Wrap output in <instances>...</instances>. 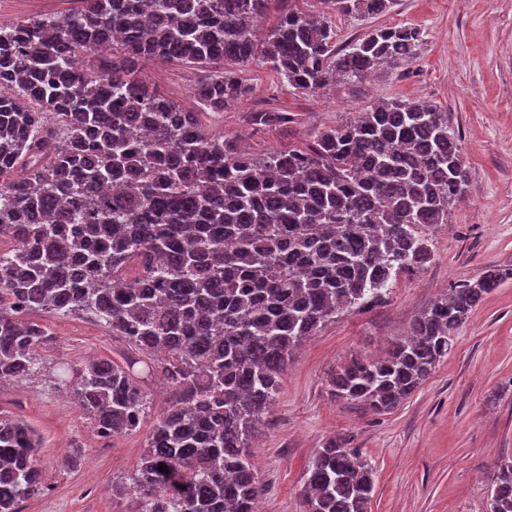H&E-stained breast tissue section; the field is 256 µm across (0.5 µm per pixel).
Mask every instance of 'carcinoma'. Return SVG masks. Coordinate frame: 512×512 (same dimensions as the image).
Masks as SVG:
<instances>
[{"mask_svg": "<svg viewBox=\"0 0 512 512\" xmlns=\"http://www.w3.org/2000/svg\"><path fill=\"white\" fill-rule=\"evenodd\" d=\"M78 2L0 26V385L41 369L52 336L30 314L96 319L177 393L116 493L133 512H253L262 488L250 443L293 351L431 262L415 229L448 223L465 193L459 139L433 104L380 102L258 158L209 134L138 69H199L195 95L213 112L250 92L230 66L256 60L314 93L413 58L412 27L333 42V16L374 17L394 0H321L317 16L293 0ZM92 54L97 65H83ZM506 279L512 268L451 285L386 357L336 370L332 394L378 415L397 409ZM137 363H63L99 436L141 424ZM40 448L25 420L0 414V512L46 490ZM374 488L349 440L329 438L308 462L304 512H369ZM490 512H512L509 462L497 465Z\"/></svg>", "mask_w": 512, "mask_h": 512, "instance_id": "1", "label": "carcinoma"}]
</instances>
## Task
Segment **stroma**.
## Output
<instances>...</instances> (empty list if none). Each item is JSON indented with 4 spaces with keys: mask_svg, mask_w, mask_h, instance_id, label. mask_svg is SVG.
Returning a JSON list of instances; mask_svg holds the SVG:
<instances>
[{
    "mask_svg": "<svg viewBox=\"0 0 512 512\" xmlns=\"http://www.w3.org/2000/svg\"><path fill=\"white\" fill-rule=\"evenodd\" d=\"M76 6L77 0H0V24ZM401 26L421 32L408 63L309 94L257 61L237 70L249 94L219 113L206 111L193 95L200 70L161 62L142 69L167 98L198 113L209 133L257 156L306 143L379 102L427 101L447 112L469 173L447 224L420 231L432 254L428 266L398 275L380 301L342 314L294 350L250 450L265 488L262 512H303L308 461L334 436L347 437L373 469L370 512H488L495 464L512 458V279L485 294L456 330L448 355L394 411L376 415L330 392L338 366L384 356L451 284L512 266V0H395L372 18L333 19L340 48L370 29ZM264 109L291 119L255 125L254 112ZM38 320L53 336L40 351L44 371L0 388V409L29 422L44 441L47 489L25 500L21 512H131V500L112 488L135 470L172 389L161 377L142 379L147 409L140 427L98 437L87 413L68 389L50 382L47 369L97 358L122 366L129 348L82 316L42 314ZM75 445L83 452L71 468L65 457Z\"/></svg>",
    "mask_w": 512,
    "mask_h": 512,
    "instance_id": "1",
    "label": "stroma"
}]
</instances>
